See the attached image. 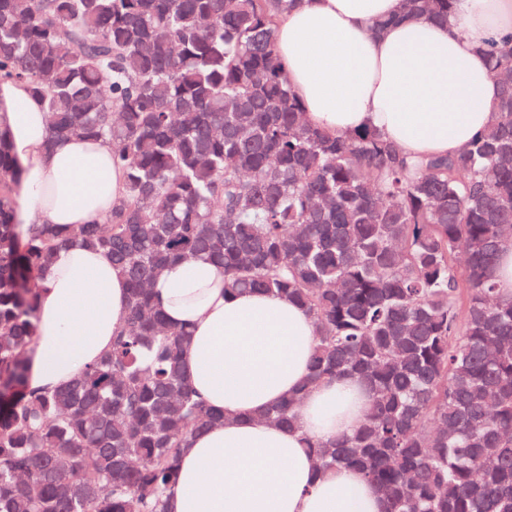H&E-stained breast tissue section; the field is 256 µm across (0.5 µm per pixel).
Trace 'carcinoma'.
<instances>
[{
	"instance_id": "obj_1",
	"label": "carcinoma",
	"mask_w": 512,
	"mask_h": 512,
	"mask_svg": "<svg viewBox=\"0 0 512 512\" xmlns=\"http://www.w3.org/2000/svg\"><path fill=\"white\" fill-rule=\"evenodd\" d=\"M292 2L0 0V78L40 99L47 147L105 140L124 175L100 221L22 238L0 133V512H167L180 450L224 421L152 293L197 259L226 294L309 313L307 385L367 382L353 433L308 441L318 468L363 471L387 512H512V297L493 275L512 245V39L488 51L495 122L457 154L412 157L306 122L274 51ZM454 3L402 0L401 16L446 21ZM76 241L125 275L127 320L72 384L32 389L35 273ZM296 404L261 419L290 428Z\"/></svg>"
}]
</instances>
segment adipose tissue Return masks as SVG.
<instances>
[{
	"instance_id": "obj_1",
	"label": "adipose tissue",
	"mask_w": 512,
	"mask_h": 512,
	"mask_svg": "<svg viewBox=\"0 0 512 512\" xmlns=\"http://www.w3.org/2000/svg\"><path fill=\"white\" fill-rule=\"evenodd\" d=\"M401 0H297L275 25V49L305 118L328 133L372 129L409 156L452 154L494 119L500 85L487 49L512 36V0H456L435 24L400 16ZM379 19L389 25L373 34ZM0 131L22 167L16 222L69 230L109 213L123 175L105 141L50 142L41 104L0 81ZM36 336L26 355L33 388H63L112 346L128 310L127 282L103 251L63 247L41 274ZM167 323L186 326L189 385L223 424L181 449L168 512H387L379 489L353 467L317 469L305 438L349 435L367 403L346 375L306 386L315 347L311 316L283 295L229 297L203 260L167 268L154 284ZM298 397L297 425L261 414Z\"/></svg>"
}]
</instances>
